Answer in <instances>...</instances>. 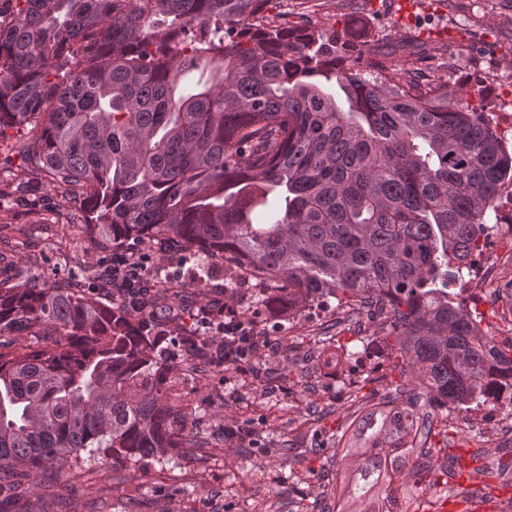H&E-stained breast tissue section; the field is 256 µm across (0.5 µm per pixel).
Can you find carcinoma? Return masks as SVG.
<instances>
[{
    "instance_id": "1",
    "label": "carcinoma",
    "mask_w": 512,
    "mask_h": 512,
    "mask_svg": "<svg viewBox=\"0 0 512 512\" xmlns=\"http://www.w3.org/2000/svg\"><path fill=\"white\" fill-rule=\"evenodd\" d=\"M271 0H17L0 25V136L61 203L80 200L102 248L157 245L183 256L180 276L209 305L221 260L224 290L261 289L280 310L334 299L404 358L414 389H388L380 410L352 419L364 439L367 497L404 465L430 456V407L480 405L495 377L488 337L450 287L481 252L488 211L512 179V152L482 110L401 67L367 77L336 43L266 14ZM335 82L340 104L325 91ZM88 289L42 275L0 280V504L49 469L158 461L200 436L156 346L174 278L80 267ZM126 279L112 301L101 295ZM184 356L224 367V337L171 330Z\"/></svg>"
}]
</instances>
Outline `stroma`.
Masks as SVG:
<instances>
[{
    "mask_svg": "<svg viewBox=\"0 0 512 512\" xmlns=\"http://www.w3.org/2000/svg\"><path fill=\"white\" fill-rule=\"evenodd\" d=\"M270 11L283 13L288 25L316 28L330 39L363 31L370 51L361 60L362 72L404 65L418 85L435 83L462 93L497 132L512 128V0H272ZM27 137L13 129L0 137V251L36 255L38 271L63 282L75 262L96 264L103 252L85 232L80 203L60 216L53 186L30 175L15 148ZM453 291L466 310L477 312L482 332L512 331V276L489 284L465 278ZM238 300L255 333L281 338V345L261 350L238 374V392H230L217 371L182 372L179 388L192 411L187 430L209 437L226 426L243 427L250 456L232 442L146 465L96 468L88 480L54 473L20 502L21 512H157L162 504L171 512H302L303 490L292 485L290 473L308 470L314 482L329 485L356 478L355 458L339 454L336 435L358 409L354 396L374 407L385 381L405 383L402 358L377 345L373 323L351 322L335 304L273 313L255 305L250 292ZM435 415L433 458L455 457L458 475L467 478L457 475L432 486L401 476L399 512H416L430 499L447 501V512H459L464 492L489 507L512 499V475L497 474L512 459L502 449L512 441V413L500 414L492 442L466 431L447 411ZM270 434L289 441L288 455L266 454Z\"/></svg>",
    "mask_w": 512,
    "mask_h": 512,
    "instance_id": "35a3bbf8",
    "label": "stroma"
}]
</instances>
